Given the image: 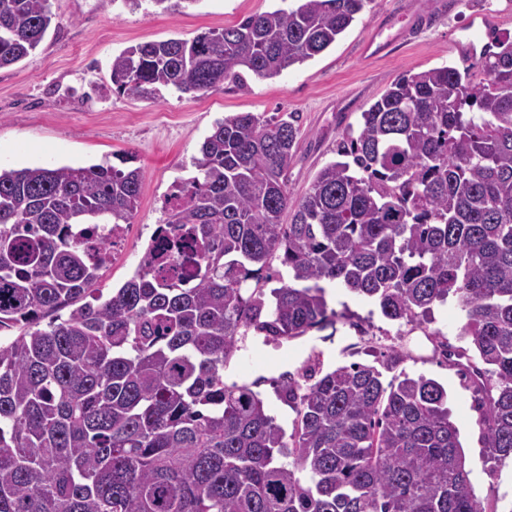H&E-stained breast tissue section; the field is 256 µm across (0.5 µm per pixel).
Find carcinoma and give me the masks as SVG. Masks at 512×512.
Returning a JSON list of instances; mask_svg holds the SVG:
<instances>
[{
  "mask_svg": "<svg viewBox=\"0 0 512 512\" xmlns=\"http://www.w3.org/2000/svg\"><path fill=\"white\" fill-rule=\"evenodd\" d=\"M297 2L130 46L110 91L156 100L277 77L372 0ZM51 24L48 0H0V68ZM299 132L294 112L216 123L165 203L173 241L151 238L106 299L92 256L108 225L131 223L142 169L0 168V512H496L474 492L446 391L395 373L402 352L328 370L309 357L307 384L278 386L289 434L224 367L251 334L333 325L328 284L399 323L452 303L462 345L440 347L477 396L487 459H512V39L479 75L405 71L294 204ZM173 252L195 286L158 276Z\"/></svg>",
  "mask_w": 512,
  "mask_h": 512,
  "instance_id": "cac0c4a2",
  "label": "carcinoma"
}]
</instances>
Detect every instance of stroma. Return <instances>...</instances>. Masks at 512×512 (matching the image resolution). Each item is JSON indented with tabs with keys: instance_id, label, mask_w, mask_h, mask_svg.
<instances>
[{
	"instance_id": "obj_1",
	"label": "stroma",
	"mask_w": 512,
	"mask_h": 512,
	"mask_svg": "<svg viewBox=\"0 0 512 512\" xmlns=\"http://www.w3.org/2000/svg\"><path fill=\"white\" fill-rule=\"evenodd\" d=\"M49 4L53 23L37 50L0 69V167H88L128 155L142 168L134 235L96 283L106 295L133 275L173 182L195 176L199 146L217 121L237 112L297 113L299 144L288 170L290 196L297 202L317 171L335 160L337 138L357 125L361 112L402 72L477 69L490 34L512 36V0H372L335 44L275 78L250 74L242 87L229 83L195 98L167 90L150 101L93 95L89 89L109 84L113 56L131 45L190 39L249 15L294 8V0H199L173 13L156 12L151 0L134 12L121 0ZM326 300L336 313L333 341L303 337L267 344L248 338L225 369V382L258 381L270 413L288 429L295 414L278 399L276 387L283 375L301 378L312 352L332 368L371 364L389 350L402 351L401 370L432 378L447 390L476 495L499 512H512V464H484L474 394L440 347L444 340L456 343L460 311L434 307L431 321L413 327L384 318L374 303L341 288L327 292Z\"/></svg>"
}]
</instances>
